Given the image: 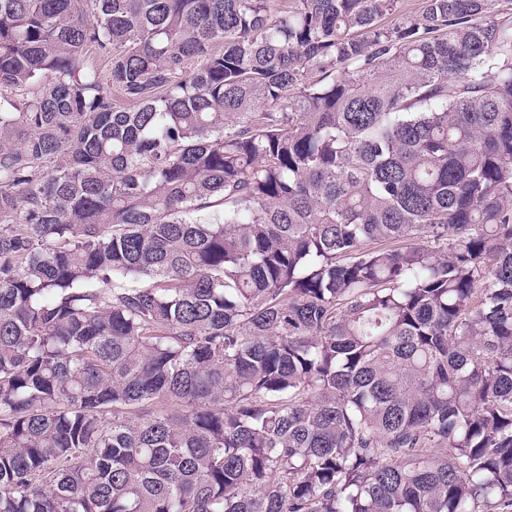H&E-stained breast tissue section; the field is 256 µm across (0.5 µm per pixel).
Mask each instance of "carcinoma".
<instances>
[{"mask_svg": "<svg viewBox=\"0 0 512 512\" xmlns=\"http://www.w3.org/2000/svg\"><path fill=\"white\" fill-rule=\"evenodd\" d=\"M498 2L0 0V512H512Z\"/></svg>", "mask_w": 512, "mask_h": 512, "instance_id": "1", "label": "carcinoma"}]
</instances>
